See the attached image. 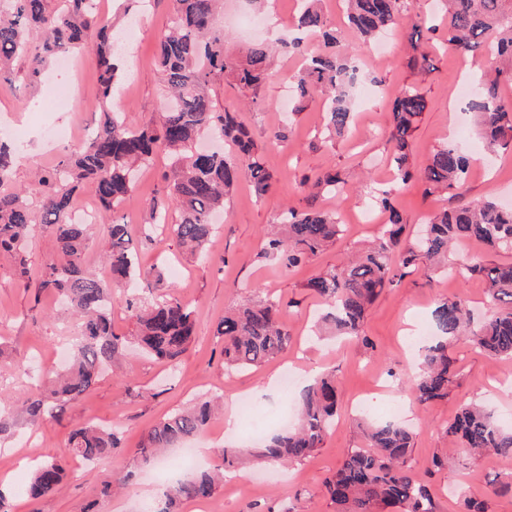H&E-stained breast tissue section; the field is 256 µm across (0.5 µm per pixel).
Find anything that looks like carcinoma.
Returning a JSON list of instances; mask_svg holds the SVG:
<instances>
[{
	"label": "carcinoma",
	"mask_w": 512,
	"mask_h": 512,
	"mask_svg": "<svg viewBox=\"0 0 512 512\" xmlns=\"http://www.w3.org/2000/svg\"><path fill=\"white\" fill-rule=\"evenodd\" d=\"M95 0H0V80L21 78L30 85L40 82L47 63L78 49H92L100 69V97L105 109L92 139L73 145L52 168L35 177L41 205L34 210L30 191L0 192V253L18 260L20 277L27 276V231L39 224L56 243L47 261L39 288L61 294L80 333L69 365L61 372H46L20 404V414L31 425L59 418L69 403L99 379L104 367L122 350L127 338L112 332V289L143 283L151 272L138 263L128 225L115 216L117 205L135 186L139 170L164 152L175 160L171 200L178 220L167 224V213L153 214L154 229L170 228L185 250L204 255L215 224L213 216L237 184L249 181L258 196L270 189L272 175L236 113L219 108L211 95L213 85L226 78L256 100L268 75L270 58L300 56L306 65L292 77L299 103L315 91L324 99L325 138L332 140L348 131L354 117L351 89L360 73L357 60L340 48L342 30L328 29L321 0H303L295 17L300 35L274 43L256 41L237 60L225 47L224 33L213 29L222 0H173L174 13L159 47L161 81L170 97L160 109L158 123L134 124L124 114L106 109L123 79L119 60V35L112 23L101 18ZM448 17V33L439 35L435 24L419 21L414 26L413 48L420 41H440L465 56L483 53L500 59L493 78L480 77L467 102L478 121V134L493 153L512 152V102L501 95L512 84V0H442ZM348 31L368 41L411 16V0H343ZM321 34L330 50L310 52L304 34ZM426 98L415 86L396 97L390 140L394 147V187L378 190L372 205L389 210V223L362 255L310 278L305 287L325 305L317 326L336 336H361L368 308L387 288H396L422 264L449 269L461 280L478 278L485 283L493 311L479 328H471L467 303L460 298L439 302L432 313L435 336L419 356L418 373L409 382L416 404L424 406L448 398L454 376L448 359V342L469 336L476 346L494 358L512 359V263L489 265L480 261L448 263L454 244L478 241L491 249H512V209L494 199L467 200L468 160L453 141H443L431 152L427 164L409 165V146ZM224 141L230 151L197 153L201 133ZM17 147L0 140V183L8 178ZM419 182L425 190L451 193L457 205L435 212L415 240L402 238L405 225L393 207L392 191L403 192ZM92 183L101 210L109 215L108 241L104 248L111 279L105 281L84 269L89 227L73 221L71 210L77 189ZM312 200L325 193L342 197L349 192L338 175L326 172L304 180ZM342 232L338 213L316 206L307 211L285 209L277 228L263 238L262 254L285 267H299L333 244ZM125 303L133 312V342L156 360L171 364L194 341L193 310L166 295L142 297L131 292ZM280 304L270 298L249 300L232 309L218 323L216 334L224 343V365L251 368L288 351L292 336L280 318ZM219 398L201 400L180 408L152 425L135 453L143 465L157 462L167 448H175L201 432L219 408ZM338 393L335 376L326 374L301 393L298 423L269 437L254 455L270 461L299 463L320 447L335 423ZM364 445L351 448L336 474L326 480L325 491L336 512H437L429 486L405 469L413 447L414 431L405 424L386 420L378 425L358 423ZM448 435L460 447L497 456L512 470V430L505 429L482 405L459 410L448 425ZM124 450L122 433L92 423L75 428L68 447L58 457L39 464L29 483L34 500L60 492L67 469L74 461L85 465ZM242 465V453L226 448L217 471H201L168 485L147 512H177L184 500H208L224 483V472Z\"/></svg>",
	"instance_id": "cac0c4a2"
}]
</instances>
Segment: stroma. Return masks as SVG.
<instances>
[{"label":"stroma","mask_w":512,"mask_h":512,"mask_svg":"<svg viewBox=\"0 0 512 512\" xmlns=\"http://www.w3.org/2000/svg\"><path fill=\"white\" fill-rule=\"evenodd\" d=\"M441 7L440 0H414V18L393 28L383 55L374 54L371 44L346 34L345 49L379 82L368 85L357 101L352 127L335 140L323 136L325 113L320 99L310 100L302 111L291 115L284 110L293 95L291 77L301 66L297 58L275 60L255 101L230 82L214 85L213 97L235 111L239 122L251 131L273 179L261 198L249 182L237 186L225 203L224 219L211 239L208 258L192 257L167 230L155 231L152 240H145L151 203L168 208L170 219L178 217L168 197L173 159L161 153L140 170L135 191L117 212L130 227L141 266L152 272L154 293L174 296L193 310L195 341L172 368L134 350L117 355L62 419L36 428L18 422L13 435L0 440V480L13 490L11 512H142L147 502L158 499L163 484L188 474L172 450L167 453L169 470L142 467L134 449L150 426L174 409L212 395L223 396L237 407V430L225 434L224 421L218 418L193 441L196 447L214 450L213 455L197 459V467L218 464L220 449L252 450L255 431L276 429L281 415L298 405V387L271 394L264 391L270 377L287 371L298 377L300 385L327 371L334 372L340 382L336 424L320 448L285 469L257 467L244 460L242 477H226L212 499L181 502L179 512H335L323 484L339 468L347 450L360 447L357 419L377 421L393 416L415 430L406 468L430 485L440 512H465L469 498L486 502L487 512H512V496L491 492L493 484L512 475L495 456L471 457L446 433L460 408L472 402L493 407L499 421L512 418V359L488 357L462 337L448 346L454 377L447 399L422 407L406 387L417 369L408 350L411 336L424 329L441 300L455 296L467 302L475 322H482L487 312L484 283L428 270L406 277L370 307L362 326L363 335L373 343L369 349L354 339L316 335L321 304L306 288L309 278L337 265L378 235L377 225L360 223L359 217L366 212L372 192L389 185L392 109L405 87H418L427 100L412 139V166H425L435 145L451 139L472 159L469 199L512 203V154L485 158L473 119L465 112L464 101L456 97L458 85L487 69L489 60H475L439 44L430 50V70H413L404 63L414 19L440 17ZM172 10V0H150L145 7L138 0H130L125 7L119 0H100V12L113 26L133 30L122 58L127 78L113 102L114 109L131 122L157 119L166 96L158 74L157 42ZM71 60V73L48 67L35 86L20 79L0 82V124L23 134L8 188L28 184L35 170L54 166L70 144L87 141L97 129L101 107L96 55L83 50ZM50 126L68 128L69 141L47 144L44 130ZM280 127L287 130L286 140L271 141L272 131ZM327 171L339 173L350 189L344 198L320 200L323 208L338 211L343 235L293 270L262 257L264 232L277 222L281 210L308 209L303 178ZM451 203L449 194L427 195L418 184L394 199L413 232L433 211ZM54 251L53 238L37 226L27 249L28 278H19L13 259L0 255V416L6 418L16 416L18 401L35 383L38 370L58 369L57 351L76 343V330L59 295L38 287ZM261 294L279 300L293 347L255 368H228L217 325L225 312ZM86 422L121 427L125 450L92 468L73 465L58 494L29 499L30 461L61 453L71 430ZM436 456L445 464L435 471L431 460ZM109 478L123 479V488L104 492L103 482Z\"/></svg>","instance_id":"obj_1"}]
</instances>
